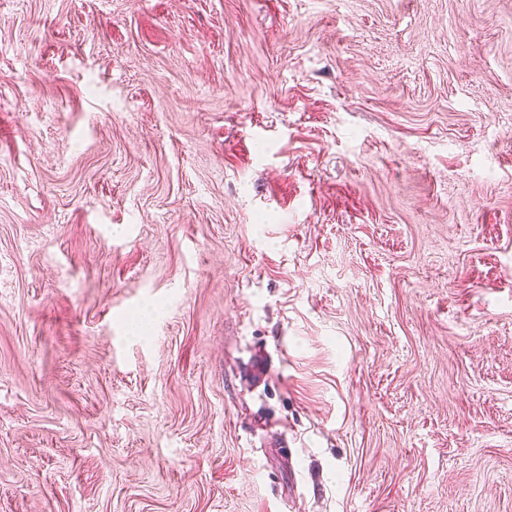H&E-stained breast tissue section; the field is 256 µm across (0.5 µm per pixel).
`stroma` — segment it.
<instances>
[{"instance_id": "obj_1", "label": "stroma", "mask_w": 512, "mask_h": 512, "mask_svg": "<svg viewBox=\"0 0 512 512\" xmlns=\"http://www.w3.org/2000/svg\"><path fill=\"white\" fill-rule=\"evenodd\" d=\"M0 512H512V0H0Z\"/></svg>"}]
</instances>
